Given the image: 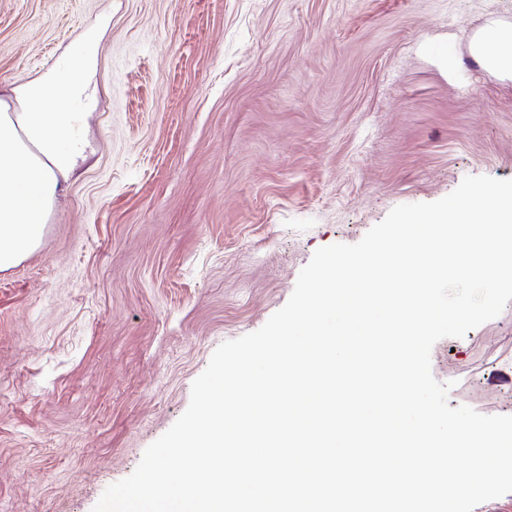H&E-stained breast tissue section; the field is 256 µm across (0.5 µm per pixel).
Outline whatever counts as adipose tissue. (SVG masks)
I'll use <instances>...</instances> for the list:
<instances>
[{"instance_id": "ef3b65f1", "label": "adipose tissue", "mask_w": 512, "mask_h": 512, "mask_svg": "<svg viewBox=\"0 0 512 512\" xmlns=\"http://www.w3.org/2000/svg\"><path fill=\"white\" fill-rule=\"evenodd\" d=\"M100 28L88 29L67 54L68 80L50 73L13 90L22 109L0 99V270L16 266L41 242L57 193L84 160V115L53 110L89 89L97 71ZM488 72L512 80V26L493 22L471 40Z\"/></svg>"}]
</instances>
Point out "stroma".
Segmentation results:
<instances>
[{
	"instance_id": "obj_1",
	"label": "stroma",
	"mask_w": 512,
	"mask_h": 512,
	"mask_svg": "<svg viewBox=\"0 0 512 512\" xmlns=\"http://www.w3.org/2000/svg\"><path fill=\"white\" fill-rule=\"evenodd\" d=\"M512 0H0V97L100 26L83 161L0 271V512H92L320 247L464 177L512 179ZM431 370L512 415V301ZM512 42V26L492 22L480 28L471 40V52L488 72L512 80V52L504 45Z\"/></svg>"
}]
</instances>
